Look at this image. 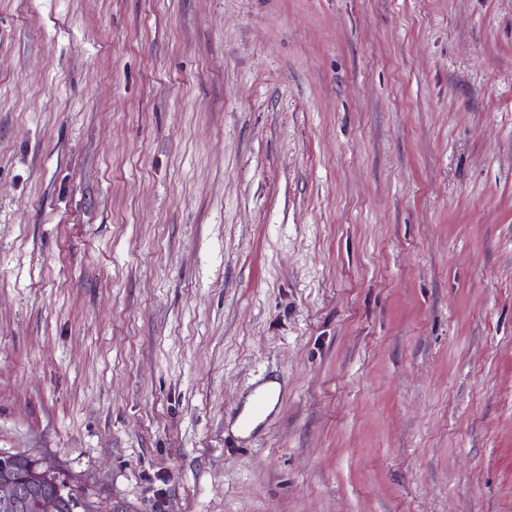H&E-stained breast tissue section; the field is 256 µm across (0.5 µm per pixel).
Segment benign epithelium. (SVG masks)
Instances as JSON below:
<instances>
[{"mask_svg": "<svg viewBox=\"0 0 512 512\" xmlns=\"http://www.w3.org/2000/svg\"><path fill=\"white\" fill-rule=\"evenodd\" d=\"M33 497L37 498L40 512H58L66 498L70 501L71 512L87 509L80 493L74 489L47 493L36 485L24 482L19 475L16 460L0 453V509L3 512H24Z\"/></svg>", "mask_w": 512, "mask_h": 512, "instance_id": "benign-epithelium-1", "label": "benign epithelium"}]
</instances>
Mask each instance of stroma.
I'll list each match as a JSON object with an SVG mask.
<instances>
[{"instance_id":"obj_1","label":"stroma","mask_w":512,"mask_h":512,"mask_svg":"<svg viewBox=\"0 0 512 512\" xmlns=\"http://www.w3.org/2000/svg\"><path fill=\"white\" fill-rule=\"evenodd\" d=\"M0 452L93 512H512V0H0ZM268 394L261 393L257 396L252 406L244 411L243 409L239 410L236 415V421L238 423V429L241 432H250L253 433L255 430L264 423L265 419L259 422L265 412V406L267 403ZM276 402V396H271L267 403L266 412H270L274 404ZM259 422V423H258ZM258 423V424H257Z\"/></svg>"}]
</instances>
